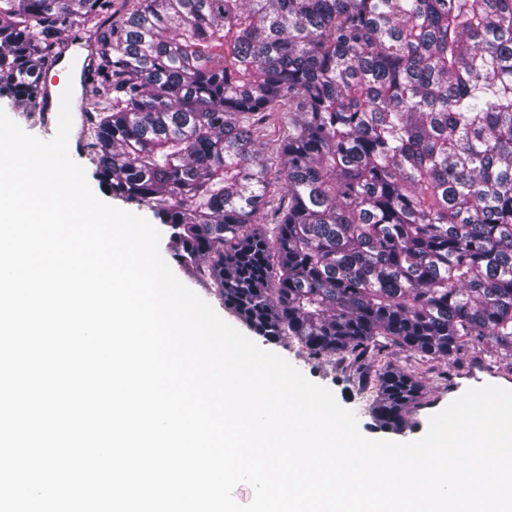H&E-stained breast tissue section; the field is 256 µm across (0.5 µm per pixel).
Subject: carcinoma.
<instances>
[{"instance_id":"cac0c4a2","label":"carcinoma","mask_w":512,"mask_h":512,"mask_svg":"<svg viewBox=\"0 0 512 512\" xmlns=\"http://www.w3.org/2000/svg\"><path fill=\"white\" fill-rule=\"evenodd\" d=\"M78 33L99 187L257 335L372 359L377 429L422 396L386 345L512 354V0H0V97L28 125ZM280 109L273 168L255 131Z\"/></svg>"}]
</instances>
